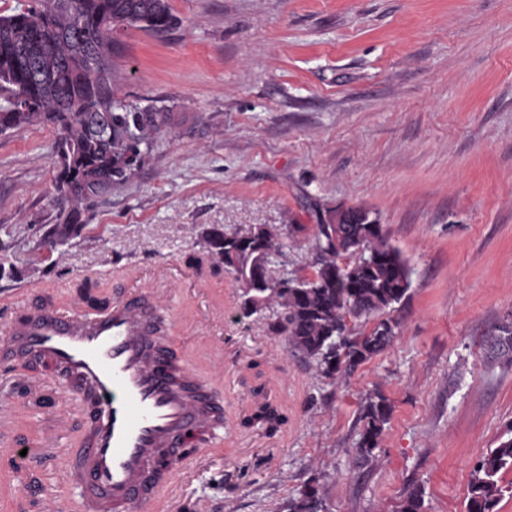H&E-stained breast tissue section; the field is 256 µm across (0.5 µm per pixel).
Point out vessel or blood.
Returning <instances> with one entry per match:
<instances>
[{"label": "vessel or blood", "mask_w": 512, "mask_h": 512, "mask_svg": "<svg viewBox=\"0 0 512 512\" xmlns=\"http://www.w3.org/2000/svg\"><path fill=\"white\" fill-rule=\"evenodd\" d=\"M149 299L131 294L93 317L75 304L47 302L0 329V350L45 363L59 397L84 410V447L64 470L56 512H67L70 486L82 489L88 512L155 507L158 453L180 447L189 430L205 433L223 414L219 404L193 400L173 383Z\"/></svg>", "instance_id": "b4317fda"}]
</instances>
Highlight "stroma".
Returning a JSON list of instances; mask_svg holds the SVG:
<instances>
[{
	"mask_svg": "<svg viewBox=\"0 0 512 512\" xmlns=\"http://www.w3.org/2000/svg\"><path fill=\"white\" fill-rule=\"evenodd\" d=\"M180 27L130 28L112 55L131 109L170 113L147 162L95 199L68 244L37 249L59 210L54 125L0 134V325L81 283L115 302L153 292L167 345L224 406L207 447L174 464L172 512H276L318 480L330 512H465L475 462L512 424V364L487 340L512 316V0H170ZM363 208L411 269L384 353L330 381L291 354L267 307L236 318L240 289L188 263L205 229L302 225L272 276L311 272L316 226ZM42 365L0 358V403L20 448L76 457L84 428ZM391 417L358 460L363 401ZM287 421L248 424L258 403ZM32 512L60 470L16 467Z\"/></svg>",
	"mask_w": 512,
	"mask_h": 512,
	"instance_id": "35a3bbf8",
	"label": "stroma"
}]
</instances>
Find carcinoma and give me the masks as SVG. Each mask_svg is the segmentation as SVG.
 <instances>
[{
  "instance_id": "carcinoma-1",
  "label": "carcinoma",
  "mask_w": 512,
  "mask_h": 512,
  "mask_svg": "<svg viewBox=\"0 0 512 512\" xmlns=\"http://www.w3.org/2000/svg\"><path fill=\"white\" fill-rule=\"evenodd\" d=\"M179 23L169 0H68L64 10L56 9L55 0H37L34 6L0 15V59L17 49H42L47 62L42 82L33 89L24 74L0 66V123L12 129L48 123L57 127L54 156L62 163L57 165L55 189L75 221H80L85 201L123 185L141 168L154 135L170 121L167 112L133 111L120 104L112 67L98 70L79 60L82 44L102 43L111 51L121 30L134 27L163 34ZM94 106L112 107V127L104 135L92 133L84 119ZM352 230L354 245L339 252L327 243L333 227L317 225L312 274L278 278L270 275L281 251L276 227L265 225L257 234L213 227L203 237L206 255L224 264V271L242 288L239 318L249 319L278 304L283 319L269 324V332L286 336L291 348L326 379L351 374L392 345L400 323L390 312L410 286V268L382 225L354 224ZM328 269L334 271L330 282L324 280ZM360 318L373 321V326L356 334L350 321ZM492 340L495 355L512 364V329ZM361 413L365 425L357 450L368 462L389 423L390 405L376 393L366 399ZM251 422L273 433L283 417L266 401ZM508 431L510 436L475 464L466 512H495L504 493H512V483L501 485V476L512 472V424ZM282 509L327 512L314 482L288 498ZM398 512H424L421 487L406 494Z\"/></svg>"
}]
</instances>
